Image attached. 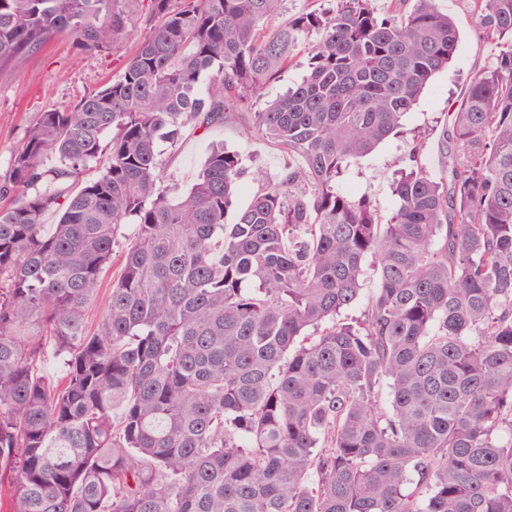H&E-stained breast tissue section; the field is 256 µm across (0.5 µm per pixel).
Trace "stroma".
Listing matches in <instances>:
<instances>
[{
    "instance_id": "35a3bbf8",
    "label": "stroma",
    "mask_w": 512,
    "mask_h": 512,
    "mask_svg": "<svg viewBox=\"0 0 512 512\" xmlns=\"http://www.w3.org/2000/svg\"><path fill=\"white\" fill-rule=\"evenodd\" d=\"M437 6L455 19L460 32L451 62L423 90L399 132L357 159L340 183L343 193L354 199L368 198L384 217L395 207L392 184L414 141L424 140L423 159L435 176H444L443 155L435 134L442 130L452 103L465 92L474 72L488 65L496 52L493 45L477 39L465 0H437ZM143 35L139 27L104 51L81 55L71 39L62 36L40 53L16 63L8 78L0 81V175L6 172L13 152L39 112L69 108L81 94L118 76ZM306 72L307 58L298 55L276 81L255 95L249 108L227 114L222 123L207 130L189 124L182 128L177 141H159L161 171L173 194L191 187L211 146L221 143L242 158L243 174L235 206L247 207L267 179L277 177L289 161L287 153L249 133L252 116L298 83Z\"/></svg>"
}]
</instances>
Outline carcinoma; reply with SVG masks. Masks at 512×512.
I'll return each instance as SVG.
<instances>
[{
	"label": "carcinoma",
	"instance_id": "carcinoma-1",
	"mask_svg": "<svg viewBox=\"0 0 512 512\" xmlns=\"http://www.w3.org/2000/svg\"><path fill=\"white\" fill-rule=\"evenodd\" d=\"M466 2L497 52L448 113V178L415 144L383 220L338 185L452 60L436 0H337L270 36L283 0H0V80L59 36L102 51L146 29L119 76L39 114L0 180L12 512H512V0ZM312 35L252 121L301 166L236 211L241 159L216 146L171 198L158 140L224 121ZM368 258L378 288L343 321ZM121 272V262L120 258L116 256V259L114 263L108 268V270L105 272L100 285V290L98 294V300L93 304L91 307L89 319L91 321H96L101 306L104 303L106 297L108 296L110 292V288H112V280L113 278H117L120 275Z\"/></svg>",
	"mask_w": 512,
	"mask_h": 512
}]
</instances>
